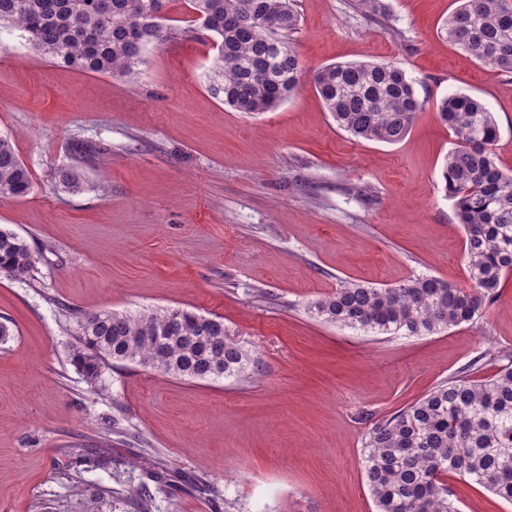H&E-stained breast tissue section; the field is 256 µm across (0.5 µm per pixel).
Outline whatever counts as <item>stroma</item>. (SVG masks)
<instances>
[{"label":"stroma","mask_w":512,"mask_h":512,"mask_svg":"<svg viewBox=\"0 0 512 512\" xmlns=\"http://www.w3.org/2000/svg\"><path fill=\"white\" fill-rule=\"evenodd\" d=\"M386 24L351 0H297V93L250 116L208 89L217 54L187 0L137 81L82 72L0 29V136L33 188L0 198V228L40 255L0 275V512H376L363 469L373 424L472 361L512 355V276L478 320L429 336H376L308 310L339 281L418 276L470 285L464 232L442 189L454 138L434 102L479 99L512 172V77L440 28L454 0H389ZM391 61L429 101L400 142L340 129L313 76ZM89 150L77 154L76 144ZM75 166L82 192L55 171ZM107 191H100L99 181ZM181 308L220 317L254 373L174 378L128 363L90 386L71 362L84 314ZM459 512H512L452 478Z\"/></svg>","instance_id":"1"}]
</instances>
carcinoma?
<instances>
[{
    "mask_svg": "<svg viewBox=\"0 0 512 512\" xmlns=\"http://www.w3.org/2000/svg\"><path fill=\"white\" fill-rule=\"evenodd\" d=\"M156 0H0L9 26L49 61L80 71L135 80L146 45L163 37ZM215 39L209 89L238 112L276 108L299 87L301 64L292 34L294 0H190ZM448 15V41L480 64L512 74V0H459ZM373 19L387 0H353ZM313 82L326 109L357 139L395 144L424 110L415 81L390 62L337 63ZM455 138L445 157L444 190L465 231L470 287L415 276L386 288L343 280L310 305L317 317L377 335L428 336L472 323L497 300L512 274V173L495 161L498 126L478 99L449 95L435 105ZM72 193L85 181L76 167L58 172ZM32 188L29 170L0 136V197ZM39 254L0 229V274L30 273ZM71 360L95 386L112 362L137 363L189 379L243 376L253 361L218 317L166 308L139 314H87ZM363 467L377 512H458L445 479L475 483L512 504V360L483 379L460 375L375 424L364 442Z\"/></svg>",
    "mask_w": 512,
    "mask_h": 512,
    "instance_id": "1",
    "label": "carcinoma"
}]
</instances>
